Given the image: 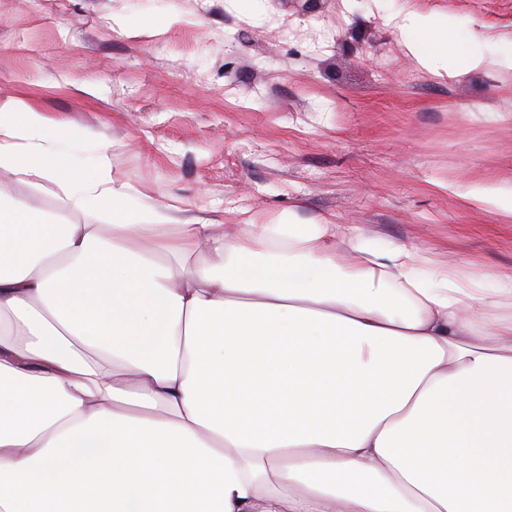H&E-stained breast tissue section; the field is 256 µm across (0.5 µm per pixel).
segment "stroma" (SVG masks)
Here are the masks:
<instances>
[{
    "instance_id": "1",
    "label": "stroma",
    "mask_w": 512,
    "mask_h": 512,
    "mask_svg": "<svg viewBox=\"0 0 512 512\" xmlns=\"http://www.w3.org/2000/svg\"><path fill=\"white\" fill-rule=\"evenodd\" d=\"M456 22L448 74L385 15ZM512 52V0H0V99L55 120L160 205L328 216L377 248L429 251L485 287L512 271V217L469 200L512 186V71H470L473 35ZM57 185L0 170V194L57 210Z\"/></svg>"
}]
</instances>
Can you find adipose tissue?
Returning <instances> with one entry per match:
<instances>
[{"mask_svg":"<svg viewBox=\"0 0 512 512\" xmlns=\"http://www.w3.org/2000/svg\"><path fill=\"white\" fill-rule=\"evenodd\" d=\"M387 22L447 70V16ZM62 142L0 101V169L62 191L58 217L0 196V512L85 486V512H512V273L478 295L418 248L338 251L327 218L181 219ZM255 375L290 422L236 420ZM137 436L139 466L90 474Z\"/></svg>","mask_w":512,"mask_h":512,"instance_id":"1","label":"adipose tissue"}]
</instances>
